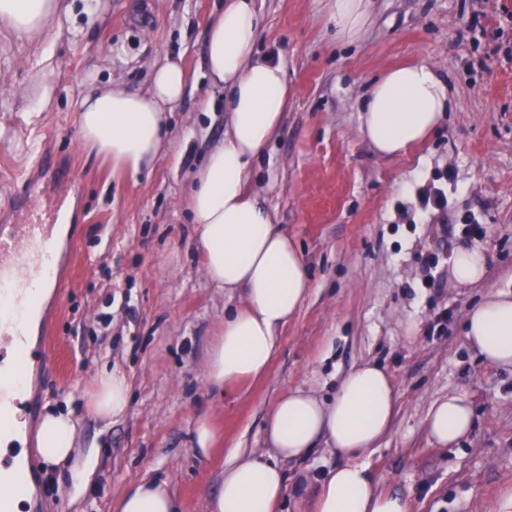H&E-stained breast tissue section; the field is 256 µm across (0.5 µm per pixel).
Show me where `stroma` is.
Listing matches in <instances>:
<instances>
[{"instance_id":"stroma-1","label":"stroma","mask_w":512,"mask_h":512,"mask_svg":"<svg viewBox=\"0 0 512 512\" xmlns=\"http://www.w3.org/2000/svg\"><path fill=\"white\" fill-rule=\"evenodd\" d=\"M84 0L51 22L41 41L0 29V218L15 215L22 177L42 151L56 180L74 174L65 291L45 299L54 371L33 375L31 418L55 409L79 420L70 463L30 457L31 512H110L132 482H166L182 512H206L236 449L277 462L288 490L278 512H314L319 478L341 459L326 446L278 459L265 436L271 405L306 390L324 399L371 362L396 391L394 420L363 461L379 492L407 512H512V368L485 362L464 331L488 293L512 291V0H373L362 39L337 41L328 0H255L257 49L286 70L288 110L251 162L247 184L294 237L311 288L279 331L266 372L209 388L204 365L242 290L215 287L196 250L187 207L194 175L224 139L228 92L208 75L205 42L224 0ZM176 61L187 91L167 112L168 145L150 170L130 175L84 149L78 103L97 86L147 92L155 68ZM426 62L451 105L429 139L406 154H378L359 110L384 71ZM446 209H422L431 187ZM487 257L483 282L449 274L457 248ZM122 372L130 408L105 422L91 411L103 368ZM464 395L471 432L444 448L427 432L436 400ZM209 415L218 441L194 451V424ZM92 460L86 488L73 471Z\"/></svg>"}]
</instances>
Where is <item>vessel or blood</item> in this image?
Returning <instances> with one entry per match:
<instances>
[{
  "instance_id": "b4317fda",
  "label": "vessel or blood",
  "mask_w": 512,
  "mask_h": 512,
  "mask_svg": "<svg viewBox=\"0 0 512 512\" xmlns=\"http://www.w3.org/2000/svg\"><path fill=\"white\" fill-rule=\"evenodd\" d=\"M42 192L41 185L23 180L17 205L28 211L25 223L0 225V359L9 346L18 359L11 369L0 366V423L24 395V357L28 329L39 304L38 291L63 286L57 276L61 260L55 247L62 207H33Z\"/></svg>"
}]
</instances>
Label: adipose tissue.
Listing matches in <instances>:
<instances>
[{
	"label": "adipose tissue",
	"instance_id": "obj_1",
	"mask_svg": "<svg viewBox=\"0 0 512 512\" xmlns=\"http://www.w3.org/2000/svg\"><path fill=\"white\" fill-rule=\"evenodd\" d=\"M63 0H0V26L21 40L42 39L50 22L69 16ZM337 38L358 42L372 20L371 0H333ZM257 16L253 0H225L206 43L208 74L229 90L228 128L197 173L188 197L197 247L207 279L219 288L239 289L245 304L225 317L208 356V386L263 374L274 357L277 331L297 310L309 289L301 256L258 197L246 189L250 161L278 132L288 108V84L281 64L255 49ZM186 79L177 62L154 72L150 89L132 93L121 86L88 93L78 110L79 140L96 155L136 175L152 168L167 142L166 109L185 94ZM448 110V88L435 69L420 63L387 70L373 84L359 116L360 132L377 153L396 156L424 142ZM465 334L481 357L512 366V294L494 292L472 310ZM396 395L388 374L363 364L341 382L332 400L294 391L278 398L265 424L278 456L307 457L326 441L343 459L323 477L315 512H405L401 495H380L359 456L389 430ZM129 408V384L117 371L101 370L92 402L104 419ZM473 410L466 398L448 394L433 403L427 429L444 446L471 430ZM73 416L47 413L39 423L37 452L59 464L75 450ZM287 487L274 465L238 451L224 467L223 486L207 502V512H274ZM166 484L144 480L113 501L112 512H178Z\"/></svg>",
	"mask_w": 512,
	"mask_h": 512
}]
</instances>
